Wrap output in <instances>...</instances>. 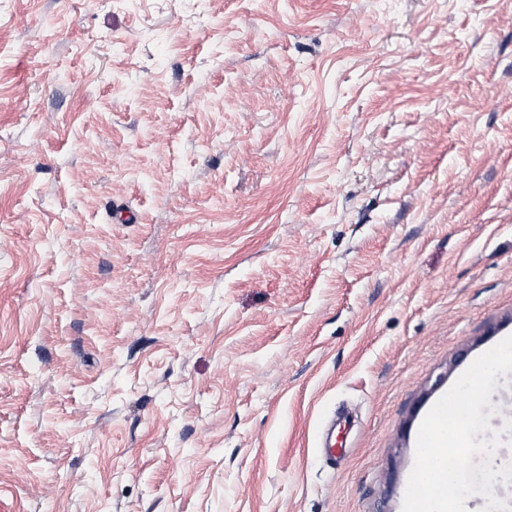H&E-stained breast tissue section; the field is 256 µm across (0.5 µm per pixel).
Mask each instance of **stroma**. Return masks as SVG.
Here are the masks:
<instances>
[{
	"label": "stroma",
	"mask_w": 512,
	"mask_h": 512,
	"mask_svg": "<svg viewBox=\"0 0 512 512\" xmlns=\"http://www.w3.org/2000/svg\"><path fill=\"white\" fill-rule=\"evenodd\" d=\"M510 335L512 0H0V512H402Z\"/></svg>",
	"instance_id": "stroma-1"
}]
</instances>
